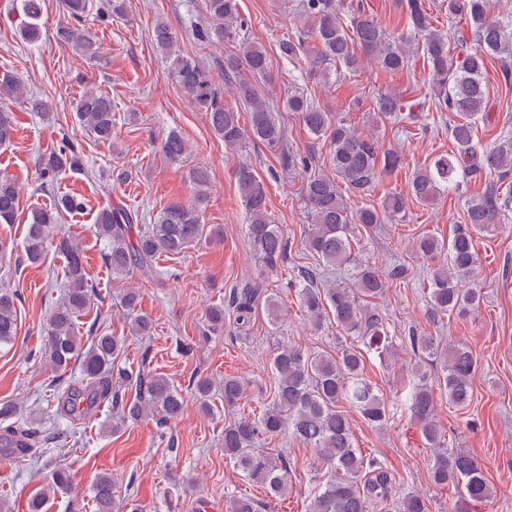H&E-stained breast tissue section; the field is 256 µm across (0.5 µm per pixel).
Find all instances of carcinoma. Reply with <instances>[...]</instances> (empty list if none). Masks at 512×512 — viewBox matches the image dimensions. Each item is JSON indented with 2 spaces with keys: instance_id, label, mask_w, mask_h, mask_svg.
<instances>
[{
  "instance_id": "cac0c4a2",
  "label": "carcinoma",
  "mask_w": 512,
  "mask_h": 512,
  "mask_svg": "<svg viewBox=\"0 0 512 512\" xmlns=\"http://www.w3.org/2000/svg\"><path fill=\"white\" fill-rule=\"evenodd\" d=\"M448 15L470 20L474 25V47L461 61L450 55L448 35L433 28L423 0H406L404 10L408 25L421 41L394 37L374 19L348 13L343 0H299L292 15L294 24L314 39L309 46L301 38L284 40V56L305 61V76L326 79L331 67L339 64L344 72L354 74L365 63H374L389 73L408 66L410 56L423 50L432 74L431 107L437 112H454L460 120L449 125L455 150L434 158L414 171L410 195L386 193L380 204L348 205L345 194L371 195L379 176L394 173L404 164L397 149H381L363 133L356 132L333 112L321 108L299 91L288 94L285 106L298 113L303 127L316 138L329 140V164L335 173L307 177L303 191L310 206V224L305 231V246L315 252L323 267L348 271V277L330 284H317L320 273L314 269H297L298 298L309 325L318 329L326 314L333 315L336 327L362 341V347H348L333 357L309 355L293 344L283 345L274 353L271 369L274 390L262 415L240 416L224 425V456L247 481L255 483L272 496L288 493L290 466L288 458L254 448L264 437L291 434L313 449L318 460L326 464L328 478L314 490L308 512H387L398 501L399 512H429L427 494L409 492L399 496L393 471L374 456H364L355 448L351 423L342 403L354 409L368 424L384 427L398 412L409 415L418 424L429 447L435 450L429 463L430 481L438 486L451 483L459 489L448 512H468L472 502H485L492 487L483 464L463 450L449 447L445 430L436 420V392L448 396L458 409L467 408L472 400V381L477 361L464 344H450L440 336L410 332L398 338L389 335L385 313L376 300L386 293L387 281L381 270L368 262H358L351 252V233L355 226L373 229L405 215L414 200L431 204L457 189L464 180L482 173L499 179L512 171V141L482 146L474 139L471 117L485 111L488 87L487 64L497 60L503 67L512 62V14L491 15L489 0H446ZM24 16L22 35L29 41L39 38L41 0H19ZM70 22L58 29V38L75 47L90 59L100 57L99 47L87 34L82 21L91 11V0H62ZM212 24L200 36L217 45H227L220 70L224 84L243 104L249 127L240 123L239 112L224 104V93L212 69L205 62L181 52L179 39L167 23L160 21L153 29L156 47L168 61L169 69L181 90L206 118L224 148L236 152L248 141L278 147L285 141V129L270 106V88L245 79L231 77L246 70L254 77L267 80L269 60L266 49L246 35L238 0H207ZM127 0H110L97 13L105 21L122 16ZM26 101L33 110L47 109L43 100L27 97L19 78L0 83V145L9 143L14 132L11 109L15 101ZM405 105L399 95H377L373 111L379 120L402 118ZM75 120L98 142H112L115 105L102 92L88 90L74 105ZM164 157L179 163L190 153V144L177 129L166 135L161 146ZM84 162L80 151L69 142L39 160L40 175L49 184L66 172L80 171ZM196 190L195 201L171 203L153 216V222L136 239L130 238L139 212L124 208L103 207L95 218L96 235L104 246V261L112 278L138 274L152 280L157 276L156 259L161 254L181 255L211 237L213 231L200 222L198 207L205 201L209 174L204 168L191 171ZM235 181L247 218V235L254 255L274 268L286 249L287 239L280 225L273 223L268 212V197L262 180L253 167L240 163L234 171ZM21 187L16 180L0 174V224L15 222ZM507 201L492 183L485 192L468 200L466 222L456 227L450 241L424 236L417 250L433 262L429 271L430 292L426 314L432 325L444 317L472 309L480 304V293L468 287L477 269L474 233L501 223ZM83 203L77 197L62 195L49 208L31 212L23 250L25 261L39 263L47 247L55 245L65 260L68 293L54 306L46 330L45 355L52 370L79 366L80 381L57 391L56 413L71 420H83L94 409L107 403L112 408L108 428L118 432L130 422L148 419L160 431L184 410L182 392L164 374L146 369V362L136 369L119 365L126 338L102 333L85 345L80 336L79 316L91 307L94 293L85 277L82 246L63 232L60 218L65 212H77ZM16 294L0 289V346L10 344L17 335ZM140 294L129 288L121 303L129 317L128 327L134 336H146L151 319L138 312ZM264 300L270 322L280 323L284 312L279 299L267 293L260 281H248L229 291L227 306L233 309L236 322L250 318L255 302ZM421 350L437 360L441 374L431 378L420 366L412 369V380L400 396L384 398L364 378L365 356L378 358L385 365L395 356V343ZM136 391L125 398L127 389ZM245 388L235 376H226L215 385L208 376L194 382V393L201 411L211 414L210 400L215 393L224 397V405L240 401ZM36 444V431L21 425H7L0 432V455L27 454ZM71 489L67 469H55L42 491L29 501V512H43L46 498ZM96 512H125L126 505L116 498L112 475L100 472L92 484ZM227 512H258V503L250 497L231 496Z\"/></svg>"
}]
</instances>
